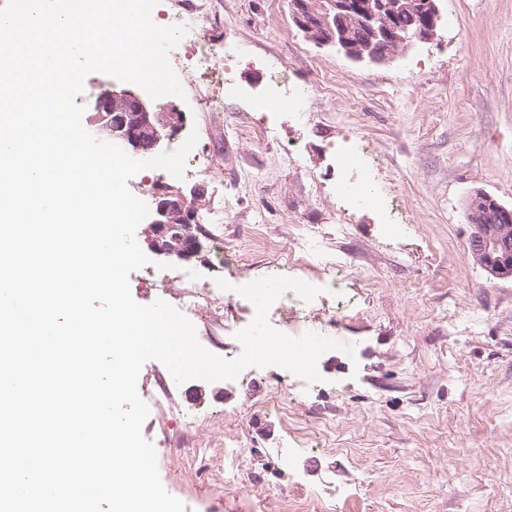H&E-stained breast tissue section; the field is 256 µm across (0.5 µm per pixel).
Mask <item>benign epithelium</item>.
<instances>
[{"instance_id":"obj_1","label":"benign epithelium","mask_w":512,"mask_h":512,"mask_svg":"<svg viewBox=\"0 0 512 512\" xmlns=\"http://www.w3.org/2000/svg\"><path fill=\"white\" fill-rule=\"evenodd\" d=\"M293 18L306 38L318 46H334L353 60L382 63L413 41L432 40L441 22L438 0H293ZM99 130L134 153L153 154L174 138L185 123L175 109L156 112L140 94L128 90L99 93L92 102ZM204 191L156 196L147 216L148 248L157 257L187 261L201 246L192 233ZM466 215L472 232L470 254L493 277H512V208L476 192Z\"/></svg>"}]
</instances>
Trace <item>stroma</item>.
Here are the masks:
<instances>
[{"label":"stroma","mask_w":512,"mask_h":512,"mask_svg":"<svg viewBox=\"0 0 512 512\" xmlns=\"http://www.w3.org/2000/svg\"><path fill=\"white\" fill-rule=\"evenodd\" d=\"M205 2L234 45L240 97L197 111L199 90L219 84L180 58L185 98L151 106L186 115L166 150L197 131L205 169L174 188H203L199 222L219 213L225 248L247 261L217 267L206 236L186 266L202 282L227 272L247 280L277 274L285 253L307 247L299 278L345 269L340 298L307 308L308 327L323 328L343 302L336 338L355 354L325 353L321 381L288 390V426L265 401L275 369L185 382L162 410L166 368L147 361L142 433L164 488L185 512H283L307 499L335 512H512V279L473 260L465 211L477 191L512 207V0H439L435 40L381 64L317 47L296 26L292 0ZM274 74L310 91L311 117L269 114L276 135L264 141L243 123L257 121L252 105ZM330 78L337 90L316 93ZM351 146L385 209L340 191L339 157ZM325 418L336 432L321 439ZM291 426L314 439L287 462L276 447ZM233 440L253 453L228 481L211 457Z\"/></svg>","instance_id":"35a3bbf8"}]
</instances>
